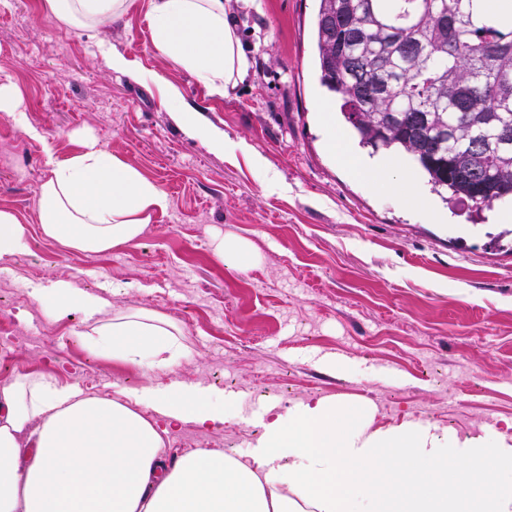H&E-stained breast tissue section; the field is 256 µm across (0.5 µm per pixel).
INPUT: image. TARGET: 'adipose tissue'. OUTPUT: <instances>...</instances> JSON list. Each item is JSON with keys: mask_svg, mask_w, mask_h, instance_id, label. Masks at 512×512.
Returning <instances> with one entry per match:
<instances>
[{"mask_svg": "<svg viewBox=\"0 0 512 512\" xmlns=\"http://www.w3.org/2000/svg\"><path fill=\"white\" fill-rule=\"evenodd\" d=\"M130 0H42L44 13L86 31L111 25ZM153 43L212 95L248 61L224 0H150ZM42 235L100 254L137 241L169 199L121 158L85 138L38 188ZM50 316L81 309L85 347L146 371L188 357L167 316L59 280L34 291ZM234 415L222 394L180 382L122 399L85 395L49 375L0 385V512H512V443L439 435L413 425L370 430L358 407L319 400L269 422L250 454L199 449L168 460L160 421L203 427ZM481 493H471V486Z\"/></svg>", "mask_w": 512, "mask_h": 512, "instance_id": "adipose-tissue-1", "label": "adipose tissue"}]
</instances>
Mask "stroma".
<instances>
[{"instance_id": "obj_1", "label": "stroma", "mask_w": 512, "mask_h": 512, "mask_svg": "<svg viewBox=\"0 0 512 512\" xmlns=\"http://www.w3.org/2000/svg\"><path fill=\"white\" fill-rule=\"evenodd\" d=\"M148 3L91 36L46 17L41 0H0V83L24 101L20 118L0 114V207L28 228L0 260L12 348L0 383L46 374L81 390L92 377L110 396L176 378L236 401L224 426L171 428L176 457L249 454L274 415L320 399L362 405L374 430L512 439V239L493 211L438 201L428 213L344 166L354 139L315 71L316 0H227L249 68L221 97L155 48ZM111 51L136 75L112 71ZM173 92L238 150L190 137ZM78 133L170 199L138 241L105 254L63 250L34 222L49 161L75 151ZM219 238L243 241L252 263L219 261ZM59 279L113 310L169 316L189 356L147 377L92 354L82 311L51 319L31 295Z\"/></svg>"}]
</instances>
